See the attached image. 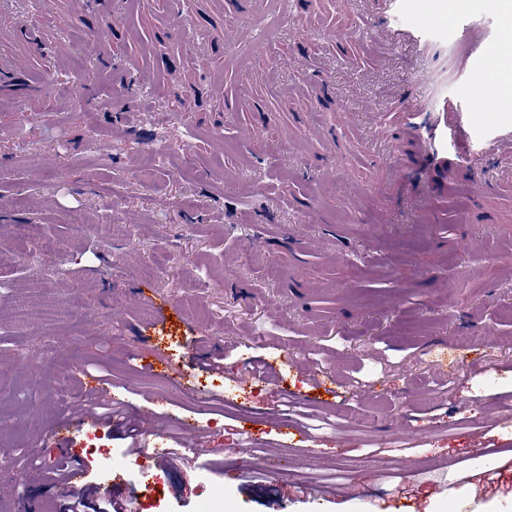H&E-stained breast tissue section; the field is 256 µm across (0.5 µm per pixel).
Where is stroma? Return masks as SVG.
<instances>
[{"instance_id":"35a3bbf8","label":"stroma","mask_w":512,"mask_h":512,"mask_svg":"<svg viewBox=\"0 0 512 512\" xmlns=\"http://www.w3.org/2000/svg\"><path fill=\"white\" fill-rule=\"evenodd\" d=\"M44 2L42 38L66 35L91 80L75 101L60 61L37 58L36 120L0 99V504L60 512L44 475L65 457L100 481L84 428L52 436L72 408L152 405L196 419L207 446L186 452L156 420L170 449L162 496L129 475L115 491L129 512H197L211 482L229 491L224 512H269L273 499L310 512L313 485L321 512H512V262L499 259L512 253V192L470 201L469 171L454 167L401 186L387 144L345 147L415 93L472 103L488 64L462 68L444 27L427 51L404 45L378 63L374 42L327 39L333 26L378 27L377 0H297L305 31L276 30L220 103L172 31L186 17L215 34L252 25L254 0H156L148 13ZM36 22L30 0H13L0 54L23 53ZM133 61L155 83L114 103L108 73ZM313 123L334 151L309 139ZM157 136L166 152L139 178ZM357 176L380 191L353 207ZM106 220L122 233L100 235ZM216 353L224 372L208 383L224 397L208 405L148 369L158 359L198 383V359ZM249 365L267 378L237 385ZM318 371L335 382L316 385ZM477 448L505 467L475 500ZM270 456L282 469H263Z\"/></svg>"}]
</instances>
